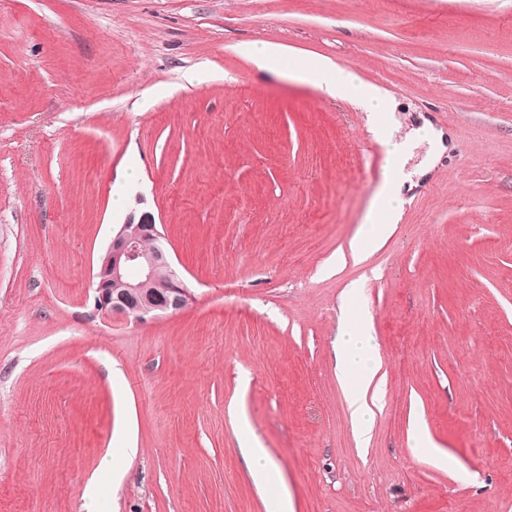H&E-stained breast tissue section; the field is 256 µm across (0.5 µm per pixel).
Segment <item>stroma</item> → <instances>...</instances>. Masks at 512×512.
<instances>
[{"instance_id": "stroma-1", "label": "stroma", "mask_w": 512, "mask_h": 512, "mask_svg": "<svg viewBox=\"0 0 512 512\" xmlns=\"http://www.w3.org/2000/svg\"><path fill=\"white\" fill-rule=\"evenodd\" d=\"M254 40L377 84L393 141L443 132L365 260L385 146ZM134 172L192 294L145 322L91 290ZM353 283L385 381L364 448ZM242 416L295 512H512V0H0V512H86L93 479L98 512H266ZM356 296L355 287L349 288L344 296L342 307L346 316L341 322L336 339V367L342 381L349 418L360 447L369 440V423L374 412L371 405L377 400L379 385L375 384L370 403L368 394L377 374V345L367 323H359L350 316Z\"/></svg>"}]
</instances>
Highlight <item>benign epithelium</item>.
<instances>
[{
    "label": "benign epithelium",
    "instance_id": "obj_1",
    "mask_svg": "<svg viewBox=\"0 0 512 512\" xmlns=\"http://www.w3.org/2000/svg\"><path fill=\"white\" fill-rule=\"evenodd\" d=\"M162 239L159 225L149 213L138 215L134 210L128 213L93 276L94 309L98 313L141 321L147 316L180 311L187 305L189 289L173 269L164 247H143L147 240ZM163 267L168 269L169 279L163 287L156 288V273Z\"/></svg>",
    "mask_w": 512,
    "mask_h": 512
}]
</instances>
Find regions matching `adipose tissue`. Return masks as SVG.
Here are the masks:
<instances>
[{
    "label": "adipose tissue",
    "mask_w": 512,
    "mask_h": 512,
    "mask_svg": "<svg viewBox=\"0 0 512 512\" xmlns=\"http://www.w3.org/2000/svg\"><path fill=\"white\" fill-rule=\"evenodd\" d=\"M237 51L258 70L313 86L323 98H354L368 112L372 132L383 134L392 107L378 86L361 81L354 72L336 68L327 58L289 52L286 45L277 42L243 43ZM402 204L399 193L382 187L351 243L353 253L361 254L377 247L394 226ZM336 367L356 440L358 444H366L369 423L374 416L368 394L378 374L377 345L367 324L349 315L342 320L336 339ZM240 430L250 472L267 492V512H293L290 497L274 478L275 464L249 422L241 421Z\"/></svg>",
    "instance_id": "ef3b65f1"
}]
</instances>
